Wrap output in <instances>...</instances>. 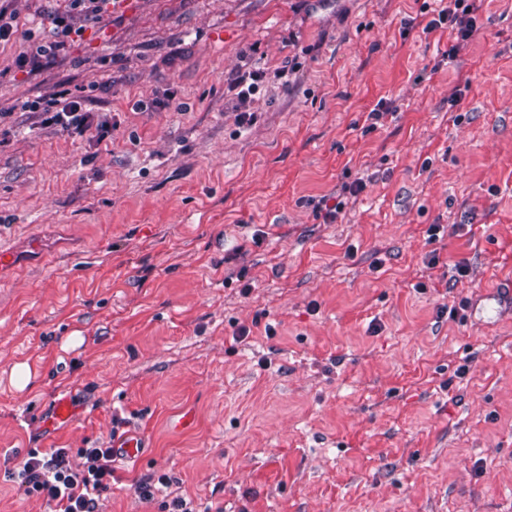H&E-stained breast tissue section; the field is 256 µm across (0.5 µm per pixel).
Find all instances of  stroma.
<instances>
[{"mask_svg": "<svg viewBox=\"0 0 512 512\" xmlns=\"http://www.w3.org/2000/svg\"><path fill=\"white\" fill-rule=\"evenodd\" d=\"M423 3L8 0L0 247L52 249L0 272V460L133 431L98 512H512V0L453 60ZM64 91L110 138L22 109ZM56 38L58 40L46 41L36 47L37 55L54 56L63 47L65 39L70 37L74 30L69 25L68 15H59L54 19ZM267 73L261 69L251 70L248 73L238 75L232 82V90L237 91L236 95L241 100L251 98L259 82L264 81Z\"/></svg>", "mask_w": 512, "mask_h": 512, "instance_id": "obj_1", "label": "stroma"}]
</instances>
